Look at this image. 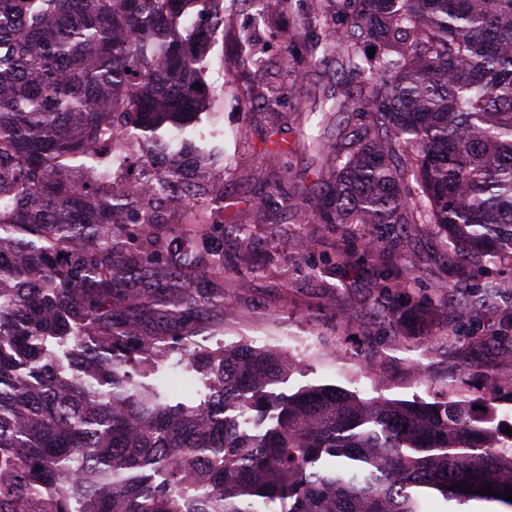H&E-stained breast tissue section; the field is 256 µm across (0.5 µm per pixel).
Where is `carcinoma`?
Returning a JSON list of instances; mask_svg holds the SVG:
<instances>
[{
  "label": "carcinoma",
  "mask_w": 512,
  "mask_h": 512,
  "mask_svg": "<svg viewBox=\"0 0 512 512\" xmlns=\"http://www.w3.org/2000/svg\"><path fill=\"white\" fill-rule=\"evenodd\" d=\"M335 7L339 66L361 79L337 111L366 126L336 148L318 223L371 250L378 226L424 224L512 266V0ZM222 26L224 0H0V512H422L435 492L512 510L475 493L512 487V435L469 403L283 396L282 352L193 340L224 313V225L159 208L179 192L224 209L183 137ZM387 270L395 322L415 307ZM168 361L199 401L146 381Z\"/></svg>",
  "instance_id": "1"
}]
</instances>
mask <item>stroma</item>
Instances as JSON below:
<instances>
[{
    "label": "stroma",
    "instance_id": "obj_1",
    "mask_svg": "<svg viewBox=\"0 0 512 512\" xmlns=\"http://www.w3.org/2000/svg\"><path fill=\"white\" fill-rule=\"evenodd\" d=\"M244 29L253 46L238 42ZM346 35L343 16L326 0H235L205 50L214 97L196 130L224 152L225 225H248L253 243L244 250L225 238L224 312L198 325L195 341L214 349L266 337L295 361L279 386L286 393L336 385L363 398L446 395L487 404L500 427L512 426V294L473 316L461 314L445 289L453 281L463 294L512 279V268L473 260L457 278V260L440 236L406 224L400 239L383 240L376 253L351 241L350 262L340 270L341 230L318 224L304 207L272 215L260 204L274 183L315 198L337 140L359 132L358 117L336 110L351 84L324 48ZM253 52L260 66L249 63ZM274 141L285 147L282 157L269 155ZM382 253L407 271L408 295L425 312L411 328L385 317L392 298L377 278ZM492 373L499 393L488 404L483 384Z\"/></svg>",
    "mask_w": 512,
    "mask_h": 512
}]
</instances>
